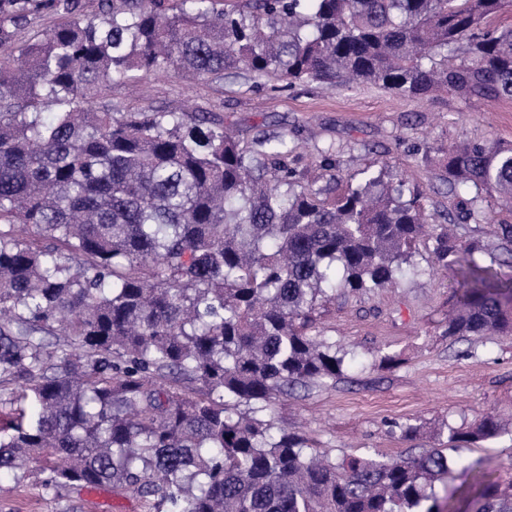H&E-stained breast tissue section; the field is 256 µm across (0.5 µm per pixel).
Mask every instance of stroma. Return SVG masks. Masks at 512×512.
Returning a JSON list of instances; mask_svg holds the SVG:
<instances>
[{
	"mask_svg": "<svg viewBox=\"0 0 512 512\" xmlns=\"http://www.w3.org/2000/svg\"><path fill=\"white\" fill-rule=\"evenodd\" d=\"M112 104L136 112H205L224 122L241 140L261 132L294 135L297 168L306 180L345 183L366 165L386 162L427 193L424 206L433 223L456 200L424 159L426 150L467 142L512 143V99L493 105L452 95L409 99L374 86L331 89L318 83L289 87L227 74L222 79L193 75L139 76L113 86ZM337 152L335 172L319 165L324 147ZM486 218L455 225L462 238H478L477 254L503 280L512 278V243L500 227L512 224V209L485 198ZM420 273L407 274L375 291L337 292L319 302L314 329L354 355L355 362L336 382L296 386L269 409L279 425L299 431L331 456L376 450L389 457L437 446L445 424L472 425L487 415L501 418L505 433L481 448L464 449L483 471L512 483V336L474 337L455 342L442 326L456 304L454 271H430L428 253L418 258ZM396 356L378 368V354ZM421 425L404 439L399 424ZM0 512H148L129 493H86L72 488L57 496L41 487L0 474Z\"/></svg>",
	"mask_w": 512,
	"mask_h": 512,
	"instance_id": "1",
	"label": "stroma"
}]
</instances>
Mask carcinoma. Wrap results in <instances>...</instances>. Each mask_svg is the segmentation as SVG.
I'll return each mask as SVG.
<instances>
[{
	"instance_id": "obj_1",
	"label": "carcinoma",
	"mask_w": 512,
	"mask_h": 512,
	"mask_svg": "<svg viewBox=\"0 0 512 512\" xmlns=\"http://www.w3.org/2000/svg\"><path fill=\"white\" fill-rule=\"evenodd\" d=\"M0 0V470L44 491L123 490L149 512H440L455 473L478 512H512L477 462L485 417L413 458L333 459L265 418L349 363L309 335L318 302L414 263L423 194L386 165L331 195L286 134L249 143L203 112L97 101L137 74L245 71L290 86L512 99V0ZM66 21L15 46L33 17ZM448 193L512 197V144L436 149ZM31 225L42 242L18 234ZM457 267L451 340L512 335V281L439 227ZM65 336L53 343L46 336Z\"/></svg>"
}]
</instances>
